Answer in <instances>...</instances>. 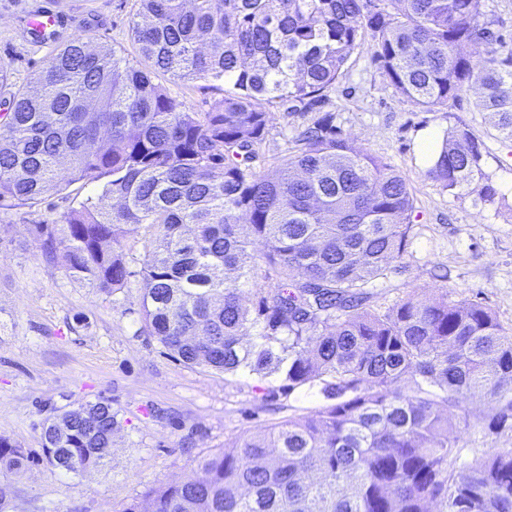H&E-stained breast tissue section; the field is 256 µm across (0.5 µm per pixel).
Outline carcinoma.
<instances>
[{
	"label": "carcinoma",
	"mask_w": 512,
	"mask_h": 512,
	"mask_svg": "<svg viewBox=\"0 0 512 512\" xmlns=\"http://www.w3.org/2000/svg\"><path fill=\"white\" fill-rule=\"evenodd\" d=\"M144 66L81 37L0 123V203L32 207L68 182L107 179L59 224H34L45 259L111 294L142 243L140 314L175 360L225 375H272L324 399L198 463L201 476L151 489L126 512H512V448L461 460L462 435L512 433V329L439 288L374 308L376 282L411 244L403 176L342 137L333 116L302 131L274 174L254 162L269 108L311 105L364 48L400 98L448 111L474 70L473 103L512 139V50L478 0H137ZM482 49L476 63L469 48ZM221 81L189 112L159 76ZM428 175L493 203L478 137L450 123ZM252 306L246 305V298ZM486 409L471 421L469 402ZM112 400L55 407L41 453L0 437V465L77 475L104 466Z\"/></svg>",
	"instance_id": "carcinoma-1"
}]
</instances>
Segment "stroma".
Listing matches in <instances>:
<instances>
[{
	"instance_id": "35a3bbf8",
	"label": "stroma",
	"mask_w": 512,
	"mask_h": 512,
	"mask_svg": "<svg viewBox=\"0 0 512 512\" xmlns=\"http://www.w3.org/2000/svg\"><path fill=\"white\" fill-rule=\"evenodd\" d=\"M136 0H0V61L9 80L28 85L53 46L73 37L105 46L137 63L130 22ZM43 10L64 17L53 43L38 42L27 22ZM349 74L310 109L279 101L257 165L274 172L305 126L330 114L347 139L386 160L404 177L415 200L412 244L377 289L374 306L412 291L445 288L454 299L490 307L512 327V141L488 115L476 111L477 80H470L452 113L428 112L403 102L367 53L353 55ZM168 94L196 112L220 96L205 81L164 77ZM468 126L482 142L483 169L498 191L494 203L450 195L426 175L417 148L427 128L449 121ZM102 183L77 182L51 192L35 207H0V436L40 450L39 424L50 407L75 408L111 399L119 426L106 466L64 476L45 465L1 475L6 503L0 512H125L152 488L198 476L199 460L257 432L319 406V398L278 393L276 377L247 371L222 375L186 366L143 330V282L107 295L66 277L49 264L31 234L54 224ZM269 401H262L263 393Z\"/></svg>"
}]
</instances>
